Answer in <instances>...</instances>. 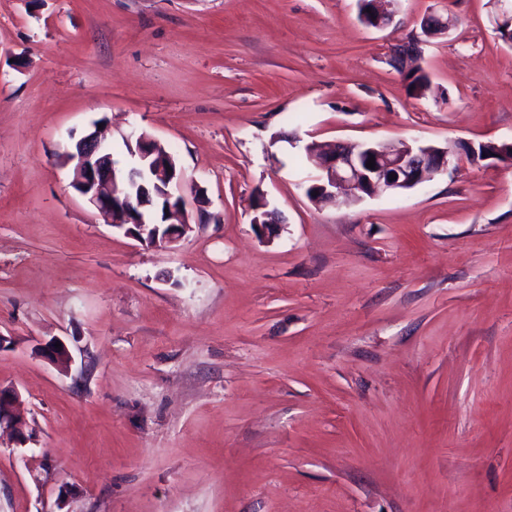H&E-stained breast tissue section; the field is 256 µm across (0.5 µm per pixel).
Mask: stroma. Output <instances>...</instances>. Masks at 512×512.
Listing matches in <instances>:
<instances>
[{"instance_id": "1", "label": "stroma", "mask_w": 512, "mask_h": 512, "mask_svg": "<svg viewBox=\"0 0 512 512\" xmlns=\"http://www.w3.org/2000/svg\"><path fill=\"white\" fill-rule=\"evenodd\" d=\"M427 98L391 45L430 13ZM488 0H0V512H512V47ZM168 147L203 197L145 246L70 187L67 132ZM447 148L320 205L304 147ZM264 196L284 228L261 237ZM62 341L61 367L43 352ZM365 2L367 5H370L369 10H371L370 16L374 27L367 23L366 14L364 11L361 14V20L363 23L374 29H385L393 24L395 17L398 13V0H360ZM20 395L15 390L0 387V431L11 433L16 443L25 445L32 440L26 432L27 422L24 414H20Z\"/></svg>"}]
</instances>
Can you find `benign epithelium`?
<instances>
[{
    "label": "benign epithelium",
    "instance_id": "benign-epithelium-1",
    "mask_svg": "<svg viewBox=\"0 0 512 512\" xmlns=\"http://www.w3.org/2000/svg\"><path fill=\"white\" fill-rule=\"evenodd\" d=\"M371 13L361 20H372L374 28L385 29L393 24L398 13V0H364ZM498 13L491 16L495 30L505 34V44L512 46V6L497 0ZM451 23L441 15L425 17L420 32H413L406 41L389 48L388 62L409 68L422 63L423 46L447 34ZM132 162L116 166L112 148L97 132L78 139L71 150L62 155V164L72 165L70 186L96 209L113 228L146 245L170 244L189 229L188 198L182 189L183 176L176 160L165 146L145 131L134 129L124 136ZM309 165L315 171L310 187L330 202L336 195L350 189L357 198L380 192L401 193L448 172V149L434 145L397 148L386 142L338 143L327 151L320 145H306ZM375 167L368 168L369 159ZM395 174L397 178L390 179ZM162 190L168 200L167 231L151 233L155 221L145 211L143 193L147 184ZM27 422L20 414V395L15 390L0 388V431L11 433L16 443L31 440Z\"/></svg>",
    "mask_w": 512,
    "mask_h": 512
}]
</instances>
